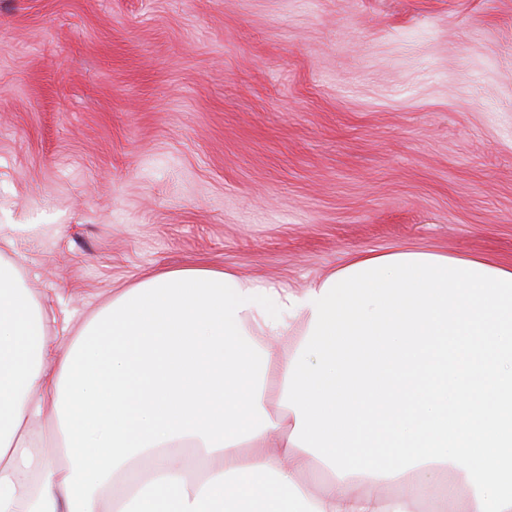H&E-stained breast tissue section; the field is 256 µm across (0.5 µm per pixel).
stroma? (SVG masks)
Wrapping results in <instances>:
<instances>
[{
	"label": "stroma",
	"mask_w": 512,
	"mask_h": 512,
	"mask_svg": "<svg viewBox=\"0 0 512 512\" xmlns=\"http://www.w3.org/2000/svg\"><path fill=\"white\" fill-rule=\"evenodd\" d=\"M47 340L159 270L512 264V0H0V225Z\"/></svg>",
	"instance_id": "35a3bbf8"
}]
</instances>
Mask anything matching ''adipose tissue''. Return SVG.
<instances>
[{
    "label": "adipose tissue",
    "mask_w": 512,
    "mask_h": 512,
    "mask_svg": "<svg viewBox=\"0 0 512 512\" xmlns=\"http://www.w3.org/2000/svg\"><path fill=\"white\" fill-rule=\"evenodd\" d=\"M12 249L0 226V512H512V265L161 271L54 351Z\"/></svg>",
    "instance_id": "1"
}]
</instances>
